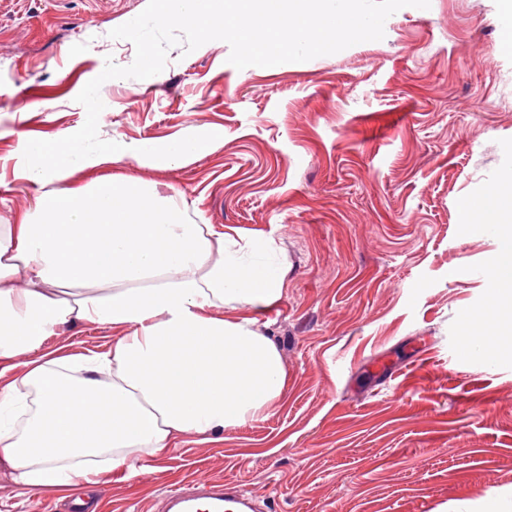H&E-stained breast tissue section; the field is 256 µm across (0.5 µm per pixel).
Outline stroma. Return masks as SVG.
I'll list each match as a JSON object with an SVG mask.
<instances>
[{"label": "stroma", "mask_w": 512, "mask_h": 512, "mask_svg": "<svg viewBox=\"0 0 512 512\" xmlns=\"http://www.w3.org/2000/svg\"><path fill=\"white\" fill-rule=\"evenodd\" d=\"M147 0H0V225L45 189L17 178L22 138L77 132L75 98L106 59L130 65L114 28ZM496 0H431L391 15L378 41L239 70L215 40L169 49L165 69L111 79L102 137L127 143L212 133L210 150L163 167L126 158L111 173L175 195L188 217L269 241L284 267L259 329L288 374L282 405L183 438L154 469L109 473L94 512H164L197 476L269 499L271 512H512V343L463 334L494 303V224L465 217L512 169V52ZM110 328L50 338L106 350ZM61 492L0 478V512H67Z\"/></svg>", "instance_id": "obj_1"}]
</instances>
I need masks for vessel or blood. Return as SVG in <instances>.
<instances>
[{
  "label": "vessel or blood",
  "mask_w": 512,
  "mask_h": 512,
  "mask_svg": "<svg viewBox=\"0 0 512 512\" xmlns=\"http://www.w3.org/2000/svg\"><path fill=\"white\" fill-rule=\"evenodd\" d=\"M167 512H267L268 503L237 486L211 478H196L166 496Z\"/></svg>",
  "instance_id": "b4317fda"
}]
</instances>
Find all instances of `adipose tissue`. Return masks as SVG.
<instances>
[{
    "label": "adipose tissue",
    "mask_w": 512,
    "mask_h": 512,
    "mask_svg": "<svg viewBox=\"0 0 512 512\" xmlns=\"http://www.w3.org/2000/svg\"><path fill=\"white\" fill-rule=\"evenodd\" d=\"M282 285L261 240L190 223L139 179L43 193L0 230V467L26 493L88 494L269 415L287 371L257 322ZM77 323L112 327L111 347L46 348Z\"/></svg>",
    "instance_id": "adipose-tissue-1"
}]
</instances>
